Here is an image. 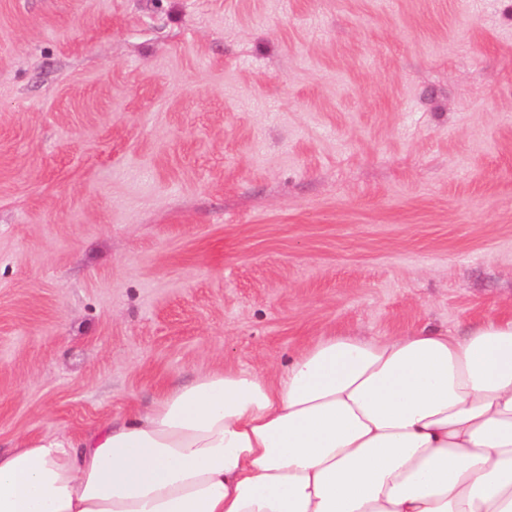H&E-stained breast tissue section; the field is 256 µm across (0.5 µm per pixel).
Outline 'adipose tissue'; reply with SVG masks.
Here are the masks:
<instances>
[{
  "mask_svg": "<svg viewBox=\"0 0 512 512\" xmlns=\"http://www.w3.org/2000/svg\"><path fill=\"white\" fill-rule=\"evenodd\" d=\"M0 512H512V317L325 336L0 450Z\"/></svg>",
  "mask_w": 512,
  "mask_h": 512,
  "instance_id": "1",
  "label": "adipose tissue"
}]
</instances>
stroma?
Segmentation results:
<instances>
[{"mask_svg": "<svg viewBox=\"0 0 512 512\" xmlns=\"http://www.w3.org/2000/svg\"><path fill=\"white\" fill-rule=\"evenodd\" d=\"M501 317L512 0H0L1 449Z\"/></svg>", "mask_w": 512, "mask_h": 512, "instance_id": "35a3bbf8", "label": "stroma"}]
</instances>
